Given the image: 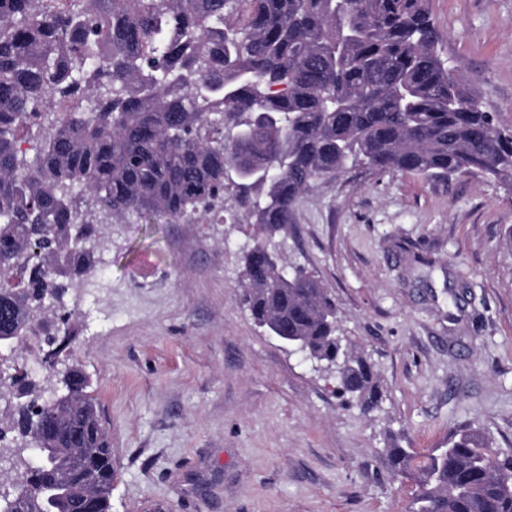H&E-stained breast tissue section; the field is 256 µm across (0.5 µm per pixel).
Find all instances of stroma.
Masks as SVG:
<instances>
[{"label":"stroma","instance_id":"35a3bbf8","mask_svg":"<svg viewBox=\"0 0 512 512\" xmlns=\"http://www.w3.org/2000/svg\"><path fill=\"white\" fill-rule=\"evenodd\" d=\"M440 54L512 122V0H431ZM233 220L116 224L62 308L68 363L112 443V512H405L397 443L425 460L469 428L512 452V196L348 166L278 235L286 265L336 300L337 333L372 364L366 412L242 305Z\"/></svg>","mask_w":512,"mask_h":512}]
</instances>
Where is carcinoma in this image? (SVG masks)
Returning a JSON list of instances; mask_svg holds the SVG:
<instances>
[{
	"label": "carcinoma",
	"instance_id": "carcinoma-1",
	"mask_svg": "<svg viewBox=\"0 0 512 512\" xmlns=\"http://www.w3.org/2000/svg\"><path fill=\"white\" fill-rule=\"evenodd\" d=\"M430 0H0V336L36 331L53 371L76 336L46 316L86 284L104 221L192 222L224 211L269 238L348 161L512 194V123L483 108L438 52ZM270 241L242 252L245 304L272 336L336 363L364 411L370 363L336 335V304ZM0 512H111L112 452L88 379L44 397L4 361ZM411 512H512V455L470 429L422 465Z\"/></svg>",
	"mask_w": 512,
	"mask_h": 512
}]
</instances>
